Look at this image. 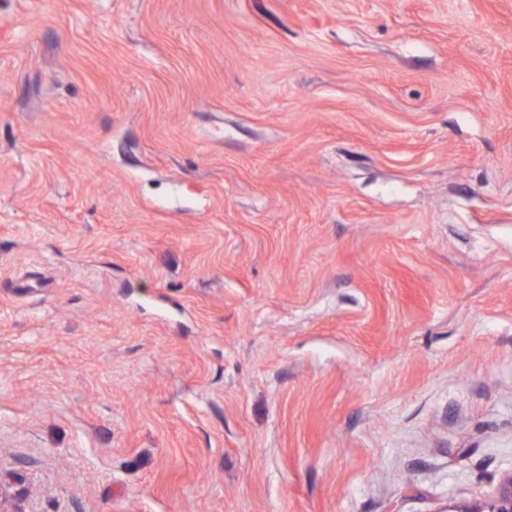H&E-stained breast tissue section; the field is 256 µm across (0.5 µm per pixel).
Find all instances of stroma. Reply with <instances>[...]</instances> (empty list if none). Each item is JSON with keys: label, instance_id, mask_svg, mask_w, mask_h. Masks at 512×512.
I'll return each mask as SVG.
<instances>
[{"label": "stroma", "instance_id": "1", "mask_svg": "<svg viewBox=\"0 0 512 512\" xmlns=\"http://www.w3.org/2000/svg\"><path fill=\"white\" fill-rule=\"evenodd\" d=\"M511 476L512 0H0L7 512Z\"/></svg>", "mask_w": 512, "mask_h": 512}]
</instances>
